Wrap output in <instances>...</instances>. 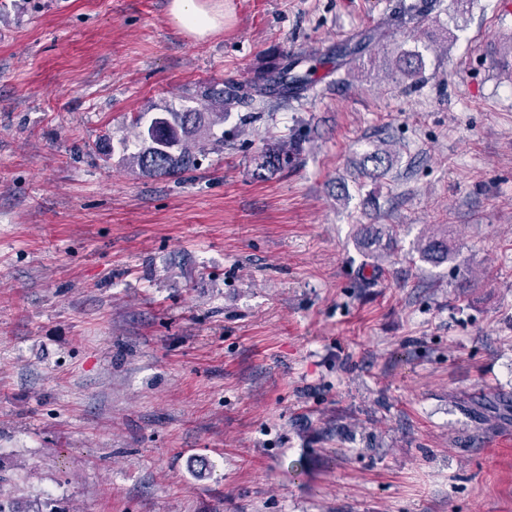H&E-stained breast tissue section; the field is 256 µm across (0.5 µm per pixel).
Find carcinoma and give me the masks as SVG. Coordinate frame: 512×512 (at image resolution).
Wrapping results in <instances>:
<instances>
[{"label":"carcinoma","instance_id":"carcinoma-1","mask_svg":"<svg viewBox=\"0 0 512 512\" xmlns=\"http://www.w3.org/2000/svg\"><path fill=\"white\" fill-rule=\"evenodd\" d=\"M326 65L323 60H314L302 75L293 72L291 66L274 65L257 72L241 86L242 95L264 100L273 92L286 97L293 90L309 81L318 68ZM202 98L213 103L214 111L201 112L196 108L183 112H158L140 132L142 147L130 155L129 165L143 175L178 176L198 165L199 157L206 154L207 142L214 137L213 128L224 121V97L215 91L202 93ZM289 161V148L276 146L259 157L257 166L261 170L274 172ZM422 256L432 263L448 260V240L432 238L420 249ZM7 479L0 476V512H45L37 507H22L6 496Z\"/></svg>","mask_w":512,"mask_h":512}]
</instances>
